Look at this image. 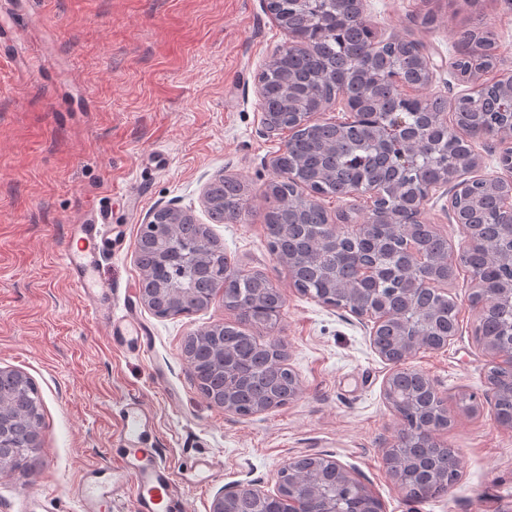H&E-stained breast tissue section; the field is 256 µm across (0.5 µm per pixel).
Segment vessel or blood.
<instances>
[{"instance_id": "obj_1", "label": "vessel or blood", "mask_w": 512, "mask_h": 512, "mask_svg": "<svg viewBox=\"0 0 512 512\" xmlns=\"http://www.w3.org/2000/svg\"><path fill=\"white\" fill-rule=\"evenodd\" d=\"M107 210L100 209L73 225L70 243L63 254L66 271L82 289L90 307L101 320L111 321L112 289L95 276L102 247L101 227L109 223ZM120 438L126 454L114 465L110 476L100 469L87 470L77 487L82 512H96L101 501L132 487L139 512H186L187 503L178 495L173 474L158 454L141 448V439L149 427L148 411L136 401L121 410Z\"/></svg>"}]
</instances>
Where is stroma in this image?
I'll list each match as a JSON object with an SVG mask.
<instances>
[{
  "instance_id": "35a3bbf8",
  "label": "stroma",
  "mask_w": 512,
  "mask_h": 512,
  "mask_svg": "<svg viewBox=\"0 0 512 512\" xmlns=\"http://www.w3.org/2000/svg\"><path fill=\"white\" fill-rule=\"evenodd\" d=\"M370 19L432 54L454 53L473 16L488 21L502 70H512V0H369ZM286 39L265 0H0V369L19 370L40 398L39 446L0 476V512H80L74 495L88 469L118 463L120 411L140 402L151 416L142 445L170 466L188 512H210L224 487L274 490L290 458L329 454L355 468L384 512H512V428L499 425L477 348L471 275L448 287L459 307L456 339L406 362L433 379L452 424L441 437L462 462L448 494L406 498L383 458L401 428L383 397L389 367L356 319L299 294L269 251L262 197L282 143L259 133L255 77ZM248 188L243 220L211 224L201 203L219 176ZM211 224L238 268L266 274L286 299L277 322L301 393L252 417L207 399L183 354L197 330L237 324L222 298L192 315L161 318L138 296L140 226L158 204ZM112 211L119 235L99 279L112 313L134 306L150 347H115L106 326L66 275L72 224L92 208ZM484 402L477 415L462 394ZM206 458L213 472L192 464Z\"/></svg>"
}]
</instances>
